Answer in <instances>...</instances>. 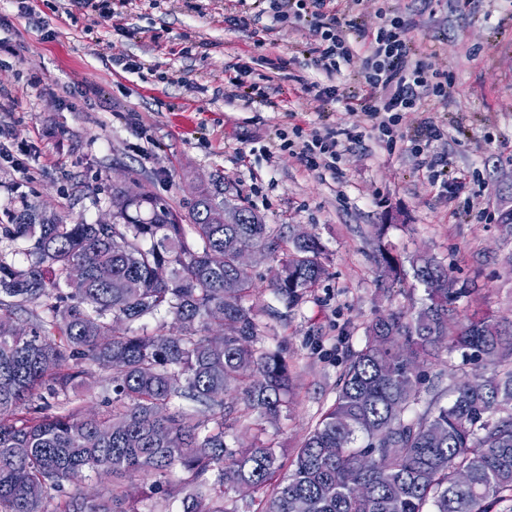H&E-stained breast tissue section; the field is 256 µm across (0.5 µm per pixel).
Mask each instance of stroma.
Masks as SVG:
<instances>
[{
  "instance_id": "1",
  "label": "stroma",
  "mask_w": 512,
  "mask_h": 512,
  "mask_svg": "<svg viewBox=\"0 0 512 512\" xmlns=\"http://www.w3.org/2000/svg\"><path fill=\"white\" fill-rule=\"evenodd\" d=\"M387 5L413 14L416 56L452 76L451 102L406 114L394 137L368 131L322 173L273 141L367 120L343 103L361 86L359 60L330 80L299 64L308 26H280L253 0H132L109 15L84 0H0V226L31 211L91 223L111 216L113 187L138 183L183 214L217 179L283 239L305 231L324 245L327 274L294 305L272 290L276 261L258 254L247 268L259 347L283 349L293 378L266 433L285 465L334 402L368 323L424 297L408 280L379 289L374 225L395 255L428 252L479 288V309L512 316V241L498 224L512 206V0H477L463 18L437 2ZM235 15L244 24L229 25ZM328 80L341 101L301 89ZM250 84L263 99L244 100ZM429 125L442 139L426 140ZM417 144L447 154L465 187L434 183Z\"/></svg>"
}]
</instances>
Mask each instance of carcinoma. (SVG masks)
Listing matches in <instances>:
<instances>
[{
  "label": "carcinoma",
  "instance_id": "carcinoma-1",
  "mask_svg": "<svg viewBox=\"0 0 512 512\" xmlns=\"http://www.w3.org/2000/svg\"><path fill=\"white\" fill-rule=\"evenodd\" d=\"M222 195L202 189L181 218L141 186L115 187L110 224L29 216L0 229L27 243L25 265L0 254V512H139L136 477L181 494L182 512H226L242 484L273 485L262 512H512V318L459 314L477 289L425 252L409 258L425 301L370 322L288 475L276 478L259 423L228 449L227 417L273 422L290 392L287 359L255 349V285L236 249L281 256L272 288L290 304L326 268L315 236L284 248L248 208L224 223ZM376 263L381 279H406L388 249ZM22 312L34 317L23 329ZM157 316L181 330L133 329ZM441 346L475 368L437 374L451 381L445 405L421 397ZM91 383L105 410L88 414L76 390ZM103 476L104 495L65 492Z\"/></svg>",
  "mask_w": 512,
  "mask_h": 512
}]
</instances>
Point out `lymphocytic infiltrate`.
I'll list each match as a JSON object with an SVG mask.
<instances>
[{"instance_id": "1", "label": "lymphocytic infiltrate", "mask_w": 512, "mask_h": 512, "mask_svg": "<svg viewBox=\"0 0 512 512\" xmlns=\"http://www.w3.org/2000/svg\"><path fill=\"white\" fill-rule=\"evenodd\" d=\"M267 13L278 23L308 25L313 40L308 59L326 77H333L356 55L348 40L345 9L335 0H265ZM410 20L405 15L386 16L373 31L362 33L368 44L363 58L362 86L358 95L347 98L348 108L363 112L380 134L391 135L402 112L427 110L429 105L448 99L452 79L438 80L414 61L408 37ZM362 134H348L339 141L329 128L311 131L299 145L300 155L311 170H335L342 143H360Z\"/></svg>"}]
</instances>
